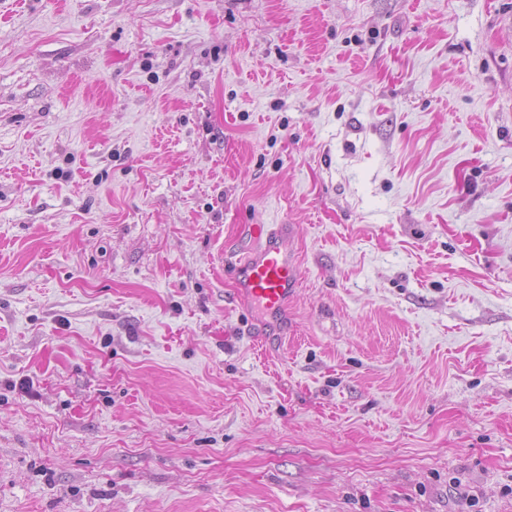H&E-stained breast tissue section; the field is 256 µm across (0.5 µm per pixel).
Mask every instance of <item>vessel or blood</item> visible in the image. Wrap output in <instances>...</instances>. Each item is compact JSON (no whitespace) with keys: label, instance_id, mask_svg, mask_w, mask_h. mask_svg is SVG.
Here are the masks:
<instances>
[{"label":"vessel or blood","instance_id":"1","mask_svg":"<svg viewBox=\"0 0 512 512\" xmlns=\"http://www.w3.org/2000/svg\"><path fill=\"white\" fill-rule=\"evenodd\" d=\"M247 231L261 246L240 264L237 294L261 314L262 335L273 337L286 323L288 306L303 280V272L288 248L297 227L251 224Z\"/></svg>","mask_w":512,"mask_h":512}]
</instances>
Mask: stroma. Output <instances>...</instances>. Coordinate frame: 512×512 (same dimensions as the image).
<instances>
[{"label":"stroma","mask_w":512,"mask_h":512,"mask_svg":"<svg viewBox=\"0 0 512 512\" xmlns=\"http://www.w3.org/2000/svg\"><path fill=\"white\" fill-rule=\"evenodd\" d=\"M0 512H512V0H0ZM261 247L239 265L237 295L262 315L260 333L275 337L287 323L288 305L295 298L303 272L288 248L297 232L294 224H245Z\"/></svg>","instance_id":"obj_1"}]
</instances>
